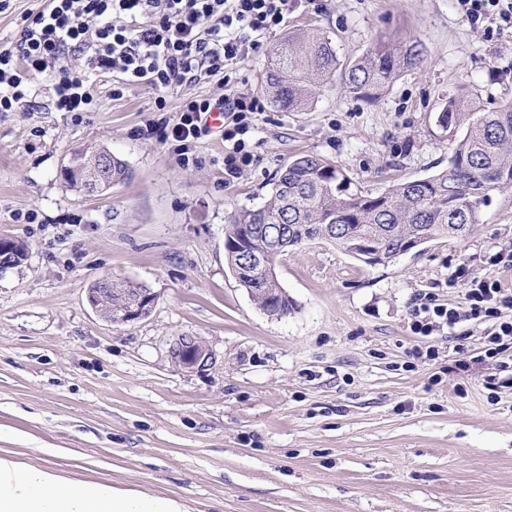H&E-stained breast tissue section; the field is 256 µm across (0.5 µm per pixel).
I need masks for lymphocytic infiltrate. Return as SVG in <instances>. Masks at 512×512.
Masks as SVG:
<instances>
[{
    "mask_svg": "<svg viewBox=\"0 0 512 512\" xmlns=\"http://www.w3.org/2000/svg\"><path fill=\"white\" fill-rule=\"evenodd\" d=\"M301 5L302 0H49L42 10L24 16L15 43H0V112L25 102L42 74L52 82L57 110L95 111L94 79L110 72L121 74L124 85L159 90L154 104L164 111L165 90L216 76L230 83L232 72L257 52L262 37L285 26ZM75 60L83 76L73 75ZM263 109L260 97L248 91L189 98L169 136L180 151H188L208 130L203 117L223 113L229 122L224 175L230 181L252 160L244 136ZM490 264L493 273L465 281L462 305L421 297L412 330L419 336L443 329L465 336L471 327L483 326V353L497 369L486 384L512 387V289L496 275L512 270V252L493 254Z\"/></svg>",
    "mask_w": 512,
    "mask_h": 512,
    "instance_id": "obj_1",
    "label": "lymphocytic infiltrate"
}]
</instances>
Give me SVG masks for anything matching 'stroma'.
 I'll return each instance as SVG.
<instances>
[{
    "label": "stroma",
    "mask_w": 512,
    "mask_h": 512,
    "mask_svg": "<svg viewBox=\"0 0 512 512\" xmlns=\"http://www.w3.org/2000/svg\"><path fill=\"white\" fill-rule=\"evenodd\" d=\"M488 26L455 0H312L240 66L241 89L263 93L271 46L299 28L329 35L344 63L408 41L425 61L373 104L334 86L302 112L266 105L231 183L220 131L184 160L161 128L184 99L221 95L217 78L169 90L164 112L145 84L113 98L116 73L97 78L96 111L60 112L37 78L22 108L0 112V236L29 246L0 272V448L31 465L62 449L71 478L178 497L188 512H512V388L484 385L482 327L452 340L411 330L418 295L461 304L449 275L487 274L491 255L512 251V193H492L468 238L385 267L327 241L290 251L276 271L297 308L283 318L224 257L231 215L262 205L296 154L372 194L446 168L437 116L449 99L512 101V33ZM88 147L125 160L131 179L104 194L66 187L63 165ZM102 277L154 293L149 316L100 317L86 295ZM181 336L214 364L176 367ZM418 346L434 359L415 358Z\"/></svg>",
    "instance_id": "1"
}]
</instances>
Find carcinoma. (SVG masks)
I'll return each instance as SVG.
<instances>
[{
	"label": "carcinoma",
	"instance_id": "obj_1",
	"mask_svg": "<svg viewBox=\"0 0 512 512\" xmlns=\"http://www.w3.org/2000/svg\"><path fill=\"white\" fill-rule=\"evenodd\" d=\"M425 61L420 44L374 48L341 66L332 39L315 32H295L275 44L268 56L265 91L281 111L302 112L336 75L349 95L373 103L404 68ZM438 123L453 133L455 145L448 167L425 178L397 182L379 194L352 188L335 165L318 155H301L280 169L263 205L234 214L225 238L247 244L265 266L245 270L241 257L224 245L228 267L240 286L258 288L261 310L287 316L294 300L279 291L277 260L302 244L328 240L366 265H388L405 254V244L418 237L462 239L481 221V208L494 191L512 189V102L487 111L474 98L448 101ZM102 149L73 152L75 170L65 184L86 190L84 173L98 165ZM112 184L128 180L127 163L112 157ZM0 263L13 268L26 258L27 244L7 241ZM112 308L140 297L143 287L109 280Z\"/></svg>",
	"mask_w": 512,
	"mask_h": 512
}]
</instances>
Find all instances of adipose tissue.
<instances>
[{
    "label": "adipose tissue",
    "instance_id": "ef3b65f1",
    "mask_svg": "<svg viewBox=\"0 0 512 512\" xmlns=\"http://www.w3.org/2000/svg\"><path fill=\"white\" fill-rule=\"evenodd\" d=\"M41 466L0 450V512H187L175 497L121 488L111 481L64 475L47 449Z\"/></svg>",
    "mask_w": 512,
    "mask_h": 512
}]
</instances>
